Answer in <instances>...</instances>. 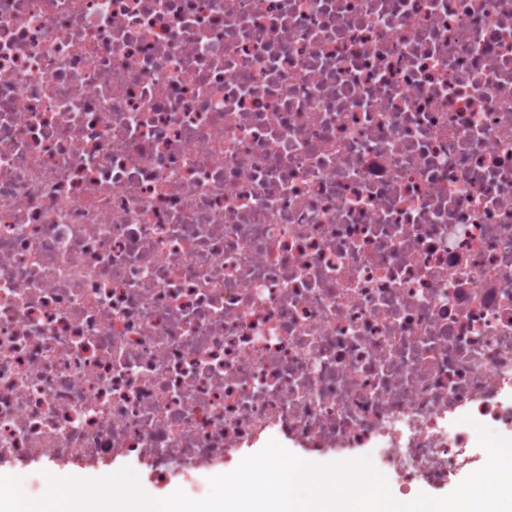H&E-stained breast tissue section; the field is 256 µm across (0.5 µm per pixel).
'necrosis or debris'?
<instances>
[{
	"instance_id": "1",
	"label": "necrosis or debris",
	"mask_w": 512,
	"mask_h": 512,
	"mask_svg": "<svg viewBox=\"0 0 512 512\" xmlns=\"http://www.w3.org/2000/svg\"><path fill=\"white\" fill-rule=\"evenodd\" d=\"M512 438V0H0V464Z\"/></svg>"
}]
</instances>
